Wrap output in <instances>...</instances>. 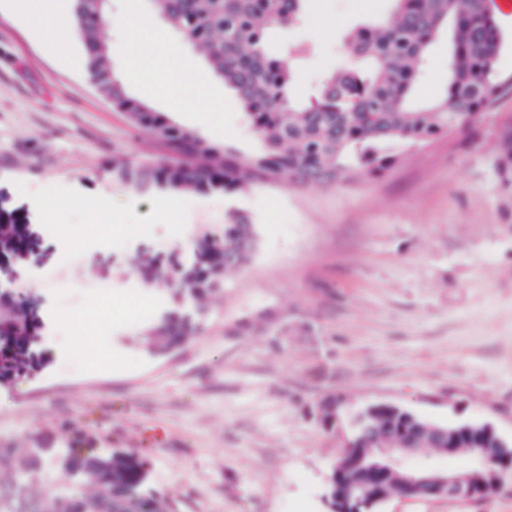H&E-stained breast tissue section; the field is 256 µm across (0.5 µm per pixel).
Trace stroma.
Segmentation results:
<instances>
[{"mask_svg": "<svg viewBox=\"0 0 512 512\" xmlns=\"http://www.w3.org/2000/svg\"><path fill=\"white\" fill-rule=\"evenodd\" d=\"M0 0V189L28 216L35 243L16 272L40 320L45 363L0 381V448H65L79 440L148 461L146 488L167 512H329L343 447L322 406L389 404L443 426L488 423L512 439V184L499 144L512 135V94L458 131L406 148L376 178L343 187L275 181L220 192L142 196L112 176V160L145 162L164 148L91 82L79 40L56 49ZM390 0H308L298 38L311 54L307 93L340 64L344 34L387 15ZM112 69L128 92L202 141L242 154L258 142L233 92L163 100L153 72L127 74L125 34L106 28ZM141 53L205 68L181 37ZM248 213L259 234L249 264L203 298L199 329L149 352L142 329L168 309L165 290L191 270L197 236L221 237L224 214ZM63 232H49V225ZM101 239L85 280L111 281L103 299L43 284L65 243ZM73 321V351L100 358L62 368L45 336ZM382 512H512V470L500 493L469 500L392 494Z\"/></svg>", "mask_w": 512, "mask_h": 512, "instance_id": "obj_1", "label": "stroma"}]
</instances>
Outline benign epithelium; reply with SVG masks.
<instances>
[{
  "label": "benign epithelium",
  "mask_w": 512,
  "mask_h": 512,
  "mask_svg": "<svg viewBox=\"0 0 512 512\" xmlns=\"http://www.w3.org/2000/svg\"><path fill=\"white\" fill-rule=\"evenodd\" d=\"M31 245L29 225H19V233L12 237L0 235V257L8 253L15 258L25 256ZM0 303L18 307L23 305L15 289V280L0 283ZM37 336L36 325L19 331L0 330V364L14 352V337ZM433 441L430 447L444 455H451L460 448L467 449L471 467L461 473L443 469L410 470L405 467L407 457L418 450L419 427L410 425L404 416L391 421V434L376 442L375 460L364 468L367 485L360 493H344L330 497L332 512H377L388 498L383 492L387 486L405 496L448 497L470 499L483 496L489 490L487 475L512 466V441H505L489 424H462L444 428L432 426Z\"/></svg>",
  "instance_id": "obj_1"
}]
</instances>
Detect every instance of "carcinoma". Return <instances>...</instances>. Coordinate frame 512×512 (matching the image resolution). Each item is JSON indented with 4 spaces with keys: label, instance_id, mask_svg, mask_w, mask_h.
<instances>
[{
    "label": "carcinoma",
    "instance_id": "cac0c4a2",
    "mask_svg": "<svg viewBox=\"0 0 512 512\" xmlns=\"http://www.w3.org/2000/svg\"><path fill=\"white\" fill-rule=\"evenodd\" d=\"M151 2L156 20L204 51L210 71L239 99L262 148L242 156L206 144L130 96L108 63L103 31L109 7L101 0H74L90 80L133 124L155 131L165 147L166 155L153 162L113 161V177L134 193L232 195L250 183L341 185L378 177L397 164L404 146L449 135L512 92V77L496 68L503 33L490 0H392L388 16L349 32L345 62L325 70L307 97L296 96L292 84L310 46L302 40L272 43L275 32L302 26L305 0ZM443 37L447 85L439 98L420 100L417 86ZM257 244L250 216L226 212L224 239L199 241L202 251L220 249L206 278L189 274L175 285L189 313L175 308L143 330L141 343L151 351L179 346L204 314L196 301L221 273L243 268ZM25 342L28 349L0 366V378L30 376L41 368L32 337ZM391 415L377 412L361 446V433L349 432L342 481L359 480L360 451L387 432ZM17 453L10 482L0 483V512H165L160 499L142 489L147 461L137 455L102 454L89 446L65 454L0 448V458Z\"/></svg>",
    "mask_w": 512,
    "mask_h": 512
}]
</instances>
